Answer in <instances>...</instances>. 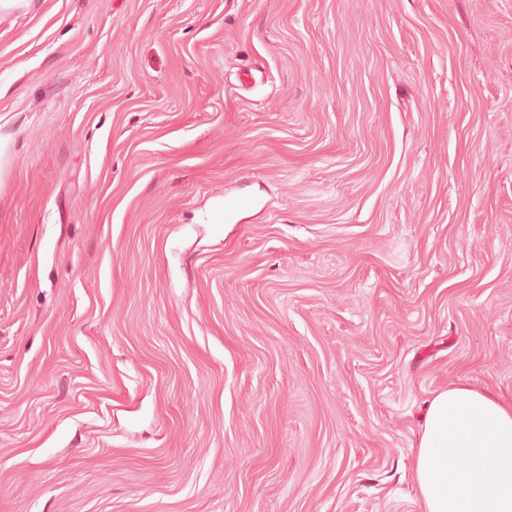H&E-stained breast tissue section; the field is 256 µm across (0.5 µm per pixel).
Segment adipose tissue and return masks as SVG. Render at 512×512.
Here are the masks:
<instances>
[{"mask_svg":"<svg viewBox=\"0 0 512 512\" xmlns=\"http://www.w3.org/2000/svg\"><path fill=\"white\" fill-rule=\"evenodd\" d=\"M421 512H512V405L453 385L428 402L416 441Z\"/></svg>","mask_w":512,"mask_h":512,"instance_id":"obj_1","label":"adipose tissue"}]
</instances>
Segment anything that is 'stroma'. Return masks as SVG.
Segmentation results:
<instances>
[{
	"label": "stroma",
	"mask_w": 512,
	"mask_h": 512,
	"mask_svg": "<svg viewBox=\"0 0 512 512\" xmlns=\"http://www.w3.org/2000/svg\"><path fill=\"white\" fill-rule=\"evenodd\" d=\"M456 383L512 404V0L0 12V512H420Z\"/></svg>",
	"instance_id": "obj_1"
}]
</instances>
